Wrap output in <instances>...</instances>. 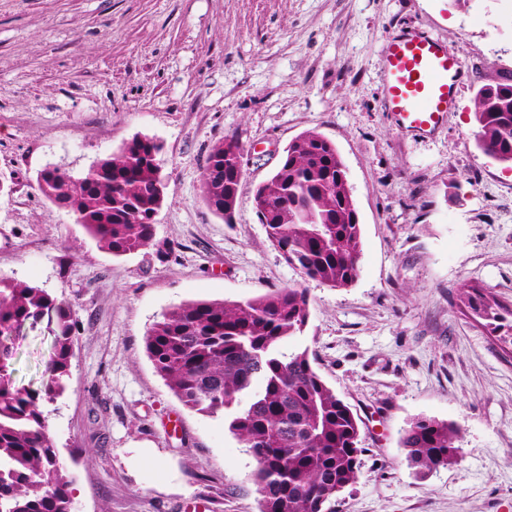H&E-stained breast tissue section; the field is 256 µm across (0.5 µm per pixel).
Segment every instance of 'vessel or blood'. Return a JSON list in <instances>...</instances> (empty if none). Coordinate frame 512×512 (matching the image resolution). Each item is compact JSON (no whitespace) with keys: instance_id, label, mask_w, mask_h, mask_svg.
I'll list each match as a JSON object with an SVG mask.
<instances>
[{"instance_id":"1","label":"vessel or blood","mask_w":512,"mask_h":512,"mask_svg":"<svg viewBox=\"0 0 512 512\" xmlns=\"http://www.w3.org/2000/svg\"><path fill=\"white\" fill-rule=\"evenodd\" d=\"M385 100L398 123L429 132L456 103L462 73L445 46L421 32L394 38L384 51Z\"/></svg>"}]
</instances>
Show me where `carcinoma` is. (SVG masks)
<instances>
[{
    "label": "carcinoma",
    "instance_id": "carcinoma-1",
    "mask_svg": "<svg viewBox=\"0 0 512 512\" xmlns=\"http://www.w3.org/2000/svg\"><path fill=\"white\" fill-rule=\"evenodd\" d=\"M478 147L512 166V80L495 79L473 98ZM162 144L135 136L75 176L47 168L36 189L72 213L114 256L153 244L154 217L168 182ZM244 149L233 135L215 143L202 175L207 206L230 223L244 178ZM271 245L303 278L330 288L351 285L360 272L361 224L336 146L309 129L288 144L273 175L252 197ZM462 314L507 328L512 303L478 282L457 294ZM308 289L279 288L245 302L191 301L155 323L145 349L168 388L187 407L223 414L229 431L255 462L259 512H331L361 468L362 420L315 371L308 349L283 351L309 320ZM47 321L53 334L49 379L42 390L15 384L12 344H0V512H73L72 476L48 435L44 405L66 388L75 322L66 302L46 289L0 276V336ZM460 432L446 420L421 417L400 445L408 464L425 474L456 463Z\"/></svg>",
    "mask_w": 512,
    "mask_h": 512
}]
</instances>
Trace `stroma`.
Here are the masks:
<instances>
[{"label":"stroma","mask_w":512,"mask_h":512,"mask_svg":"<svg viewBox=\"0 0 512 512\" xmlns=\"http://www.w3.org/2000/svg\"><path fill=\"white\" fill-rule=\"evenodd\" d=\"M410 28L467 74L429 134L400 127L383 95V50ZM507 71L512 0H0V276L67 301L76 322L68 388L45 406L73 512H258L247 448L172 394L145 336L182 303L286 287L310 300L289 348L363 421L334 512H512V354L456 306L469 280L512 303V168L478 148L472 113ZM308 129L335 144L362 227L345 288L289 266L252 207ZM137 134L163 144L168 194L153 245L115 256L36 177L82 174ZM227 134L246 150L229 224L202 198ZM51 344L45 324L23 331L18 385L47 381ZM419 417L460 428L457 463L408 465L400 439Z\"/></svg>","instance_id":"35a3bbf8"}]
</instances>
